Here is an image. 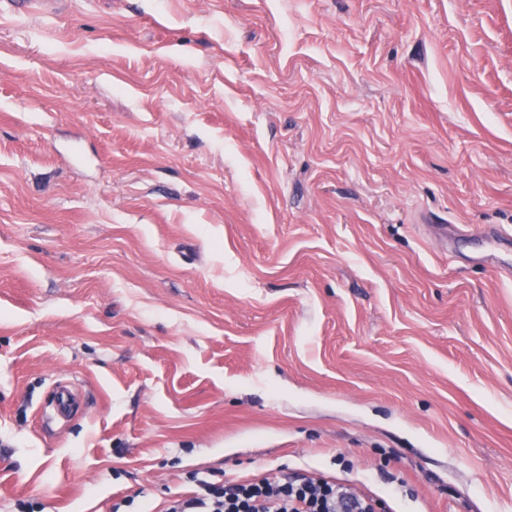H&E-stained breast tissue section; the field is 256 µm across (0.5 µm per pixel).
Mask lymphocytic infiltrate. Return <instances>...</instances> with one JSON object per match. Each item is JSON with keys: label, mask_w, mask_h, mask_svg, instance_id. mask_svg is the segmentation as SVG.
Wrapping results in <instances>:
<instances>
[{"label": "lymphocytic infiltrate", "mask_w": 512, "mask_h": 512, "mask_svg": "<svg viewBox=\"0 0 512 512\" xmlns=\"http://www.w3.org/2000/svg\"><path fill=\"white\" fill-rule=\"evenodd\" d=\"M194 482L195 491L172 495L165 512H376L375 499L346 481L284 473Z\"/></svg>", "instance_id": "f902f5d3"}]
</instances>
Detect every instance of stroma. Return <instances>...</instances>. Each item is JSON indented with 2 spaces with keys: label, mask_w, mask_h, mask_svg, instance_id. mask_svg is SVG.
<instances>
[{
  "label": "stroma",
  "mask_w": 512,
  "mask_h": 512,
  "mask_svg": "<svg viewBox=\"0 0 512 512\" xmlns=\"http://www.w3.org/2000/svg\"><path fill=\"white\" fill-rule=\"evenodd\" d=\"M492 226L512 0L0 9V512L284 467L512 512ZM59 381L86 406L47 431Z\"/></svg>",
  "instance_id": "35a3bbf8"
}]
</instances>
